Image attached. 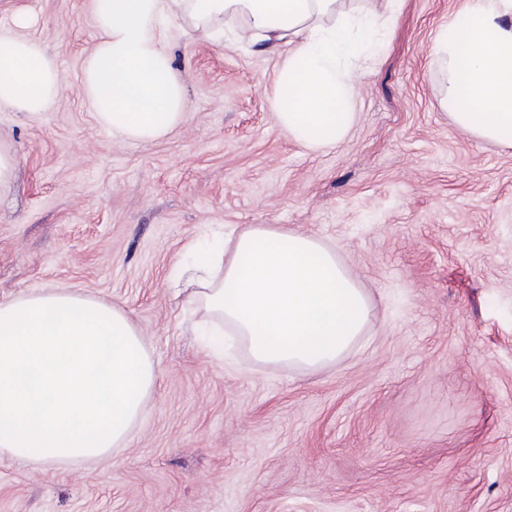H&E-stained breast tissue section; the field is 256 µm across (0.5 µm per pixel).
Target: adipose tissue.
Returning <instances> with one entry per match:
<instances>
[{
  "label": "adipose tissue",
  "instance_id": "obj_1",
  "mask_svg": "<svg viewBox=\"0 0 512 512\" xmlns=\"http://www.w3.org/2000/svg\"><path fill=\"white\" fill-rule=\"evenodd\" d=\"M100 32L79 87L100 126L130 141L164 137L187 107L161 33L167 20L212 36L224 15L238 37L288 46L271 95L279 128L308 150L351 129L353 64L379 40L376 11L344 0H93ZM442 103L479 140L512 142V0H465L435 40ZM63 78L37 43L0 33V106L44 112ZM207 320L240 337L256 360L318 370L361 335L370 305L334 251L265 225L240 230L183 271ZM157 380L141 331L111 302L61 289L0 301V458L54 464L124 445Z\"/></svg>",
  "mask_w": 512,
  "mask_h": 512
}]
</instances>
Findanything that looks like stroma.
Instances as JSON below:
<instances>
[{"label": "stroma", "mask_w": 512, "mask_h": 512, "mask_svg": "<svg viewBox=\"0 0 512 512\" xmlns=\"http://www.w3.org/2000/svg\"><path fill=\"white\" fill-rule=\"evenodd\" d=\"M464 0H400L357 84L356 121L309 151L276 125L286 48L167 37L184 122L132 142L79 85L91 0H0V32L68 84L48 111L0 108L18 159L0 190V301L71 288L128 312L158 379L131 439L96 464L0 458V512H512V145L462 133L434 40ZM33 17L18 29L16 14ZM333 248L371 318L335 363L254 360L173 279L220 227Z\"/></svg>", "instance_id": "1"}]
</instances>
